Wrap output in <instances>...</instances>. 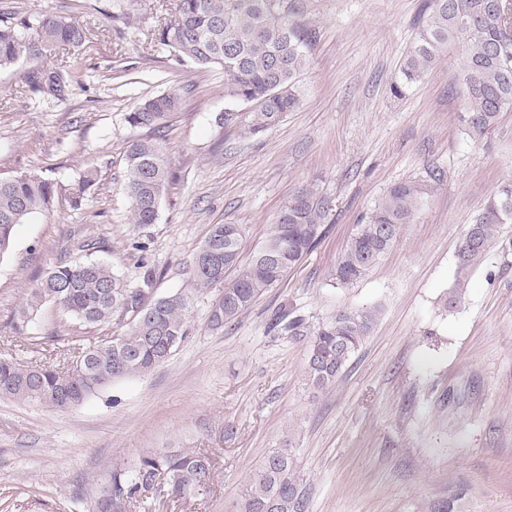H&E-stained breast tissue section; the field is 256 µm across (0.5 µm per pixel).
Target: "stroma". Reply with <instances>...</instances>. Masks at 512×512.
<instances>
[{"label": "stroma", "instance_id": "obj_1", "mask_svg": "<svg viewBox=\"0 0 512 512\" xmlns=\"http://www.w3.org/2000/svg\"><path fill=\"white\" fill-rule=\"evenodd\" d=\"M113 0H0L15 20L56 14L86 30L74 59L82 81L62 97L26 89L56 51L0 70V177L51 181L49 210L15 230L0 258V357L58 365L51 335L66 321L45 305L28 323V287L57 262L98 260L139 282L146 258L162 295L194 290L187 266L211 225H242L244 256L266 239L288 199L310 184L333 202L314 249L237 321L207 326L217 288L195 291L192 333L151 372L126 377L66 410L0 399V512H94L113 471L155 448L208 457L201 490L152 496L135 512H233L252 472L292 445L305 512H427L461 493L458 512H512V224L448 307L456 252L496 187L512 179V112L475 141L453 58L394 96L423 0H313L318 38L300 105L260 135L224 125V72L166 56L144 59L156 0L142 23L113 22ZM180 89L163 132L172 183L155 224L129 222L125 154L146 131L126 116ZM99 172L81 208L70 188ZM438 178L412 223L363 278L330 272L363 217L395 183ZM147 246L145 254L133 242ZM379 306L372 335L338 382L315 389L307 346L267 331L277 309L321 320Z\"/></svg>", "mask_w": 512, "mask_h": 512}]
</instances>
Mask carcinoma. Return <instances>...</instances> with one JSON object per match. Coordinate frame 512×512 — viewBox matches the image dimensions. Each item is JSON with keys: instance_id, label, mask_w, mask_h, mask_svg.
Returning a JSON list of instances; mask_svg holds the SVG:
<instances>
[{"instance_id": "obj_1", "label": "carcinoma", "mask_w": 512, "mask_h": 512, "mask_svg": "<svg viewBox=\"0 0 512 512\" xmlns=\"http://www.w3.org/2000/svg\"><path fill=\"white\" fill-rule=\"evenodd\" d=\"M311 0H171L147 33L142 56L164 47L179 62L196 69L224 70V121L246 112L252 134L277 124L300 104L299 77L306 71L316 41L308 19ZM86 39L83 26L59 15H45L36 26H18L0 18V69L25 53L41 55L48 47L71 49ZM454 53L463 98L460 121L475 139L486 136L501 114L512 112V0H424L413 47L403 61L400 95L421 80L441 57ZM77 76L72 64L51 72L49 89L61 90ZM181 107L172 89L140 102L126 120L154 137L130 144L125 190L130 221L154 224L171 182L158 138ZM97 178L87 170L72 188L73 207L81 206ZM56 187L25 175L0 179V257L11 248L15 228L49 209ZM426 194L424 184L406 180L392 185L359 225L332 280L349 285L369 273L393 246L402 225L414 218ZM331 199L307 186L284 205L265 242L247 262L241 253L245 231L239 224H214L193 256L187 272L197 289L219 288L211 302L208 326L219 330L246 312L268 289L298 267L324 233ZM504 224H512V180L498 186L468 225L457 255V279L448 305L465 299L469 276L493 245ZM154 279L146 272L131 284L102 262L51 265L26 294L20 321H30L47 303L70 317L86 335L74 344L84 356L82 369L20 364L0 358V398L33 402L55 410L81 404L112 381L145 374L164 363L190 336L194 302L185 292L152 295ZM132 321L125 322L127 317ZM379 308L341 309L312 321L283 311L268 330L307 343L306 376L323 389L336 383L377 324ZM123 325L115 336L88 337L110 324ZM209 467L208 458L190 448H159L132 467L112 474L95 502L96 512H131L136 494L153 489L184 496L195 489ZM304 491L295 454L280 448L268 454L249 479L235 512H304Z\"/></svg>"}]
</instances>
